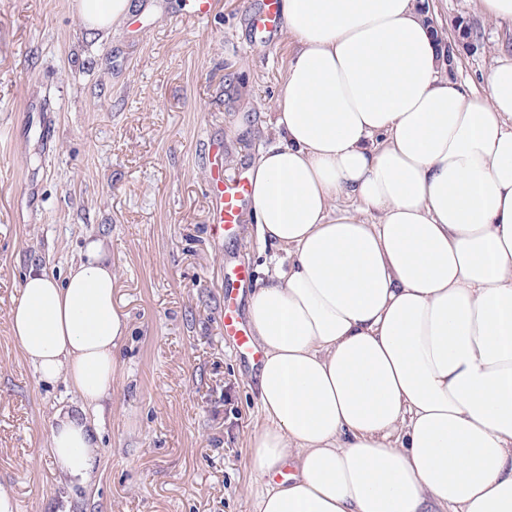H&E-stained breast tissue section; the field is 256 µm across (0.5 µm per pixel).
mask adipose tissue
Instances as JSON below:
<instances>
[{
	"label": "adipose tissue",
	"mask_w": 512,
	"mask_h": 512,
	"mask_svg": "<svg viewBox=\"0 0 512 512\" xmlns=\"http://www.w3.org/2000/svg\"><path fill=\"white\" fill-rule=\"evenodd\" d=\"M101 39L131 0H76ZM297 51L250 170L278 252L248 299L264 416L257 512H512V57L486 99L448 73L427 0H279ZM90 242L30 271L11 334L58 408L57 468L87 485L128 317Z\"/></svg>",
	"instance_id": "adipose-tissue-1"
}]
</instances>
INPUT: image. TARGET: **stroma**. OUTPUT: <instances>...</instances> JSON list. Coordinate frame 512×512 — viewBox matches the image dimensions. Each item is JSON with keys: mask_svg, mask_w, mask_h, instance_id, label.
<instances>
[{"mask_svg": "<svg viewBox=\"0 0 512 512\" xmlns=\"http://www.w3.org/2000/svg\"><path fill=\"white\" fill-rule=\"evenodd\" d=\"M73 0H0V484L18 512H255L264 481L250 437L264 421L254 367L224 341V261L265 278L273 248L252 220L208 238L202 146L224 140V176H247L272 141L269 121L296 51L287 33L249 46V0H219L208 24L158 19L145 39L126 25L83 36ZM433 25L474 20L478 51L455 70L478 98L512 27L477 0H428ZM56 117L52 145L23 97ZM103 240L114 297L131 333L98 419V476L73 486L48 450L58 407L79 400L39 382L7 314L31 268L64 277Z\"/></svg>", "mask_w": 512, "mask_h": 512, "instance_id": "1", "label": "stroma"}]
</instances>
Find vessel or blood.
<instances>
[{
  "label": "vessel or blood",
  "mask_w": 512,
  "mask_h": 512,
  "mask_svg": "<svg viewBox=\"0 0 512 512\" xmlns=\"http://www.w3.org/2000/svg\"><path fill=\"white\" fill-rule=\"evenodd\" d=\"M183 18L199 23H208L217 8V0H184ZM168 0H151L146 13L135 15L130 24L136 33H146L156 20L167 13ZM253 34L262 39L277 36L284 27V19L279 10V0H262L260 8L250 16ZM221 141H210L204 147V160L207 169L206 194L210 203V232L215 246H223L225 239L235 236L238 227L244 222L245 208L251 197L248 178L235 181L224 178L221 157ZM250 276L248 268L228 264L225 279L229 283L224 291V334L234 348L242 354H253V339L250 328L241 316L233 283L245 282Z\"/></svg>",
  "instance_id": "vessel-or-blood-1"
}]
</instances>
